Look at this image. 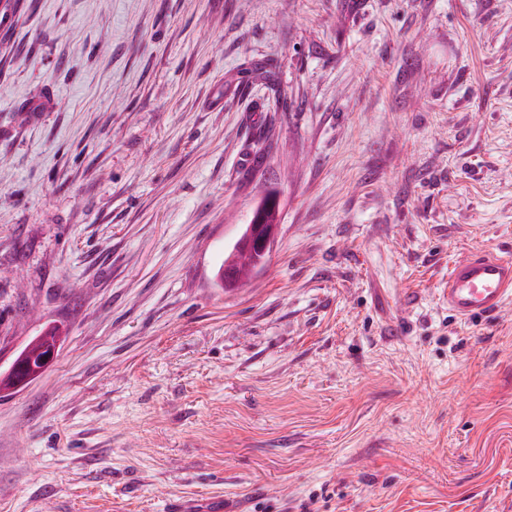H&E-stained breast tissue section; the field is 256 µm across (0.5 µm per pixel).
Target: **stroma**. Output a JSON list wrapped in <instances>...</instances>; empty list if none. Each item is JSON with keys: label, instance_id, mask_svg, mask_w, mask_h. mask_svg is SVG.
I'll use <instances>...</instances> for the list:
<instances>
[{"label": "stroma", "instance_id": "obj_1", "mask_svg": "<svg viewBox=\"0 0 512 512\" xmlns=\"http://www.w3.org/2000/svg\"><path fill=\"white\" fill-rule=\"evenodd\" d=\"M276 192L267 265L225 250ZM512 0L0 12V512H512ZM439 300L464 320L499 312L512 303V256L475 250L459 258L448 270ZM58 336L53 330L45 331L42 336H35L24 348L18 361L26 366L25 370L12 369L6 376H0V391L16 387L23 381L24 376L36 373L40 368L43 357L57 349Z\"/></svg>", "mask_w": 512, "mask_h": 512}]
</instances>
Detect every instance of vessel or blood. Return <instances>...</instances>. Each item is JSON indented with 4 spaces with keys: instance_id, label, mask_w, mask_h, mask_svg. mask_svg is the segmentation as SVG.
I'll list each match as a JSON object with an SVG mask.
<instances>
[{
    "instance_id": "b4317fda",
    "label": "vessel or blood",
    "mask_w": 512,
    "mask_h": 512,
    "mask_svg": "<svg viewBox=\"0 0 512 512\" xmlns=\"http://www.w3.org/2000/svg\"><path fill=\"white\" fill-rule=\"evenodd\" d=\"M439 300L453 316L472 320L512 303V256L475 250L456 260Z\"/></svg>"
}]
</instances>
